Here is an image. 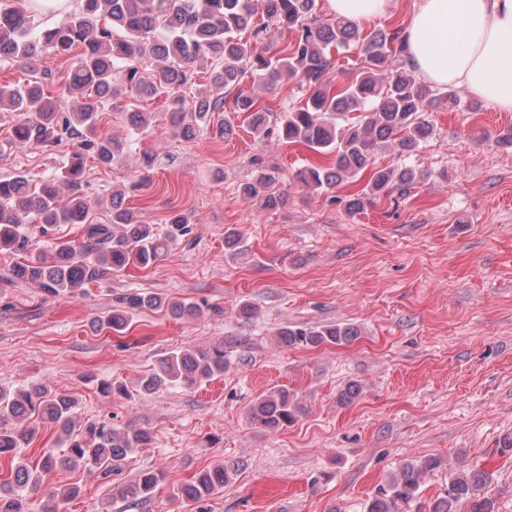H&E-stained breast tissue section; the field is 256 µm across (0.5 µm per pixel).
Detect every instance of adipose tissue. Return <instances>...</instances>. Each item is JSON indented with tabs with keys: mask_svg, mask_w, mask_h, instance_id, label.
Returning a JSON list of instances; mask_svg holds the SVG:
<instances>
[{
	"mask_svg": "<svg viewBox=\"0 0 512 512\" xmlns=\"http://www.w3.org/2000/svg\"><path fill=\"white\" fill-rule=\"evenodd\" d=\"M405 34L427 82L512 112V0H414Z\"/></svg>",
	"mask_w": 512,
	"mask_h": 512,
	"instance_id": "adipose-tissue-1",
	"label": "adipose tissue"
}]
</instances>
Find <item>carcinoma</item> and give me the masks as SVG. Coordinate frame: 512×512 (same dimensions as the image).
<instances>
[{"instance_id":"1","label":"carcinoma","mask_w":512,"mask_h":512,"mask_svg":"<svg viewBox=\"0 0 512 512\" xmlns=\"http://www.w3.org/2000/svg\"><path fill=\"white\" fill-rule=\"evenodd\" d=\"M79 6L41 28L25 12L0 10V60L31 65L50 50L66 58L68 68L58 80L60 96L44 90V79L25 84H0V121L11 119L12 141L21 146L59 144L71 146L60 172L41 184L23 174L0 179V249L20 256L12 275L51 294H75L85 285L131 266L146 268L192 233L193 215L173 210L158 229L124 205L125 193L112 192L109 223L91 219V202L81 187L87 159L110 166L125 157L131 142L147 131L154 115L136 106L129 108L133 137L117 138L102 132L100 115L105 106L122 96L137 100L164 95L169 101L170 124L185 140L212 132L221 137L234 133L226 121L216 119L224 111V90L249 72L270 85L299 81L311 89L306 107L290 110L277 121L256 101L239 94L237 111L248 114L252 132L271 134L325 157L318 165L297 171L296 181L316 193H331L343 182L364 180L363 187L345 201L358 212L382 195H408L416 180L414 170L402 166L371 167L374 151L385 145L398 153L417 150L432 132L427 113L445 106L450 111L472 109L449 87L434 90L412 68L406 67L408 46L401 28L361 32L347 18L320 19L316 0H78ZM264 21L256 25L254 17ZM295 34L291 47L274 51L262 43L269 26ZM252 28L243 40L237 33ZM356 49L361 67L342 88L331 92L329 70L334 55ZM215 62L207 92L191 93L194 68L202 60ZM150 61V68L140 62ZM73 98L67 110L59 97ZM349 112L363 113V120L341 124ZM141 171L137 186L151 180L154 153L139 150ZM240 195L261 209L282 203L276 178L265 169L240 185ZM60 224H78V240L58 242L44 250L36 247L32 230L46 233ZM165 309L177 318L193 317L198 307L182 298L128 292L117 298L112 313L97 319V326L123 334L143 309ZM290 345L323 343L340 345L358 335L349 324H329L317 329H281ZM228 362L224 350L177 349L160 358L141 377L135 391L152 394L172 387L191 388L224 375ZM299 406L286 389L262 395L252 407L253 422L281 429L294 423ZM76 402L45 385L0 387V458L10 457L8 477L0 481V512H30L28 493L37 489L43 474L58 467L82 468L108 475L130 452L151 441L147 430L112 428L105 422L76 429ZM53 426L56 440L65 448L61 455L44 450L36 465L19 454L33 442L35 429L19 422L32 416ZM435 457L411 460L399 474L378 488L364 512H398L412 501L421 477L440 467ZM233 473L222 463L202 471L193 481L172 488L174 499L197 500L220 493ZM166 474L145 468L137 478L118 489L123 498L147 501L165 483ZM491 473L474 469L454 475L445 494L428 504V512H494L487 488ZM80 492L76 485L49 492V512H65L66 504Z\"/></svg>"}]
</instances>
